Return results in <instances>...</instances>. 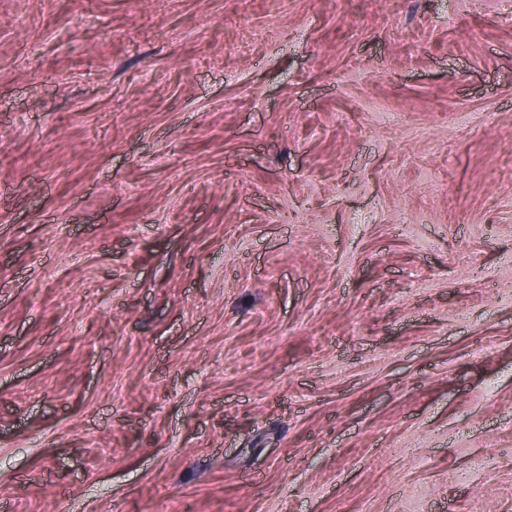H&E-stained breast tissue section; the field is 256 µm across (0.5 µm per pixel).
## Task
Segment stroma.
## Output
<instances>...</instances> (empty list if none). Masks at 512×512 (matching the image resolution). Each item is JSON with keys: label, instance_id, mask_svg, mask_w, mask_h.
<instances>
[{"label": "stroma", "instance_id": "stroma-1", "mask_svg": "<svg viewBox=\"0 0 512 512\" xmlns=\"http://www.w3.org/2000/svg\"><path fill=\"white\" fill-rule=\"evenodd\" d=\"M0 512H512V0H0Z\"/></svg>", "mask_w": 512, "mask_h": 512}]
</instances>
